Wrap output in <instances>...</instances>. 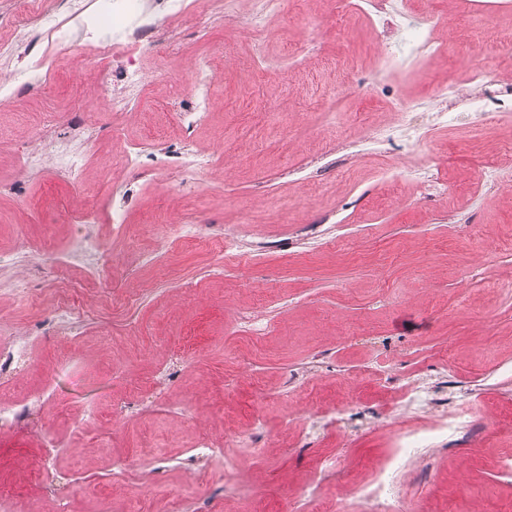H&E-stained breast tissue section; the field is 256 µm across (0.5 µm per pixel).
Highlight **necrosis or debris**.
Instances as JSON below:
<instances>
[{
	"mask_svg": "<svg viewBox=\"0 0 512 512\" xmlns=\"http://www.w3.org/2000/svg\"><path fill=\"white\" fill-rule=\"evenodd\" d=\"M66 11V17L62 18L56 11L55 0H25L23 12L11 17L10 36L0 38V58L18 57L19 78L0 84L1 101L46 83V50L65 52L84 44L92 67L108 88L106 98L112 114L119 116L133 111L144 88L134 57L137 48L157 40L169 21L196 18L188 0H161L156 7L146 0H101L98 10L92 14L87 11V0H66ZM119 52L126 55V67L121 89L114 90L110 87L108 63ZM396 114V123L386 129H374L366 141L379 157H389L396 151L401 157L415 159L420 151L423 127L445 124L450 118L446 112H416L405 100L399 101ZM72 126L75 138L69 141L59 136L51 114H44L30 129L29 142L19 159L20 167L28 172L51 169L60 182L83 190L94 153L93 120L89 114L77 113L72 117ZM124 162L129 167L144 168L159 180L175 171L194 173L217 165L214 157L205 153L157 149L143 143L129 146ZM102 182L108 187L103 208L82 210L65 254L42 255L34 275H43L45 281L51 282L59 272L71 271L79 274L84 288L91 292L96 291L98 283L111 280L112 250L102 239L100 226L110 223L121 227L135 200L114 185L110 177H103ZM156 232L163 237L175 233L188 243L219 235L224 243L221 266L228 269L236 266L239 254L236 226L228 225L216 231L211 225L189 220L171 227L159 226ZM34 275L15 279L11 294L16 303L34 305ZM89 316V310L62 298L27 333L15 331L0 318V388L8 387L18 371L32 365L35 342L80 335ZM389 404L419 415V422L394 426L382 457L350 482L333 481V474L342 467L341 457L336 453L324 455L316 471L297 489V501L312 505L313 512H353L357 507L365 512H402L400 487L405 466L424 462L429 450L447 442L468 439L481 424L485 412L484 405L475 400L452 405L447 399L435 398L428 383L408 377L402 378ZM149 466L154 470L174 466L191 478L207 469L223 480L225 496H234L238 491L237 466L226 461L223 449L208 440L195 442L185 457L174 462L162 453H155Z\"/></svg>",
	"mask_w": 512,
	"mask_h": 512,
	"instance_id": "obj_1",
	"label": "necrosis or debris"
}]
</instances>
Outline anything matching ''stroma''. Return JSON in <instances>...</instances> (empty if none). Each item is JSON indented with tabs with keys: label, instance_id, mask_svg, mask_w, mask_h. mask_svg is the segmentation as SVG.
I'll return each instance as SVG.
<instances>
[{
	"label": "stroma",
	"instance_id": "obj_1",
	"mask_svg": "<svg viewBox=\"0 0 512 512\" xmlns=\"http://www.w3.org/2000/svg\"><path fill=\"white\" fill-rule=\"evenodd\" d=\"M472 2L410 0V24L440 16V48L429 61L403 55L394 68L379 67L378 59L403 42V26L383 44L357 13L336 16L311 35L304 15L292 9L272 17L277 36L259 44L224 21L255 0H224L220 15L198 0V21L174 30L186 48L181 56L169 55L162 40L141 48L137 64L147 81L141 104L117 120L129 139L173 144L182 132L170 100L189 101L194 70L211 45L223 44L209 119L189 139L221 165L161 181L115 169L116 184L133 191L138 205L112 239L111 287L143 294L131 306L97 305L79 281L68 280L67 295L94 304L95 317L81 336L41 344L36 366L15 384L16 396L45 390L50 398L34 421L0 433L1 491L39 506V480L25 467L45 432L55 430L69 443L55 486L69 512H176L186 478L173 469L150 490L148 455L158 448L176 459L205 437L240 458L249 496L236 512H291L294 482L308 476L324 449L348 441L345 468L354 472L380 455L387 437L373 432L369 416L297 442L281 431L289 406L335 400L354 381L380 413L391 394L389 376L432 373L444 355L462 393L486 399L487 413L471 441L433 452L432 477L407 483V505L512 512V478L498 469L512 458V170L490 189L476 187L472 177L477 162L494 154L497 130L512 131V117L481 134L460 122L425 128L420 166L454 183L444 198L422 197L409 179L394 181L378 157L346 165L341 149L392 125L396 98L413 100L422 112L444 109L434 89L446 81L468 97L476 67L497 64L501 80L512 84L511 53L490 39L459 38L464 23L512 32V0H495L488 13ZM259 53L263 67H240V57ZM46 111L61 126L72 113H96L101 132H108L115 119L85 71L82 50L54 62L46 88L0 104V254L15 262L0 266L4 297L36 254L65 248L67 212L82 207L81 196L51 171L29 173L13 160ZM184 216L236 224L244 243L270 238L278 246L219 280L210 275L219 239L192 247L151 231L160 220ZM20 224L32 245L24 258L13 254ZM143 254L158 255V266L139 268ZM251 311L270 328L256 347L237 325ZM182 345L192 358L167 399L143 415H115L114 404L148 394L157 365ZM295 369L307 370L311 398L280 396L283 374ZM171 405L190 409L191 419L169 414ZM258 406L284 440L265 456L240 454L226 444L224 430ZM116 455L132 461L117 493Z\"/></svg>",
	"mask_w": 512,
	"mask_h": 512
}]
</instances>
